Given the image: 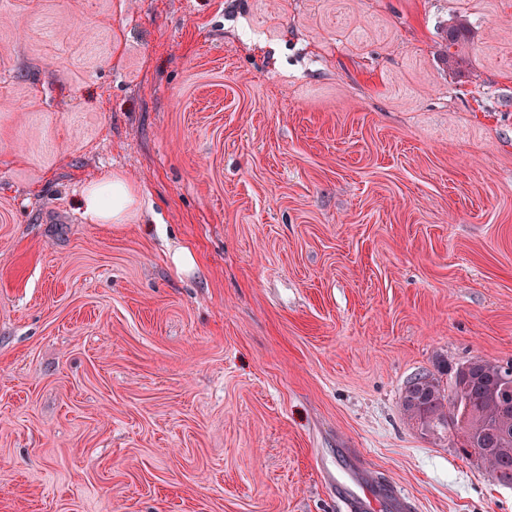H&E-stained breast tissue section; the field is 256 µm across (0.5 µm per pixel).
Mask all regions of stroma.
I'll return each mask as SVG.
<instances>
[{
    "label": "stroma",
    "mask_w": 512,
    "mask_h": 512,
    "mask_svg": "<svg viewBox=\"0 0 512 512\" xmlns=\"http://www.w3.org/2000/svg\"><path fill=\"white\" fill-rule=\"evenodd\" d=\"M114 174L145 214L90 223ZM473 357L512 361V0H0V512H348L329 470L512 512L401 409ZM470 30L465 19H457L443 30L444 56L448 65L459 64L469 43Z\"/></svg>",
    "instance_id": "obj_1"
}]
</instances>
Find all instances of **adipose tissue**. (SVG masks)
I'll return each instance as SVG.
<instances>
[{"label": "adipose tissue", "instance_id": "ef3b65f1", "mask_svg": "<svg viewBox=\"0 0 512 512\" xmlns=\"http://www.w3.org/2000/svg\"><path fill=\"white\" fill-rule=\"evenodd\" d=\"M81 207L84 217L94 224H123L142 212L138 190L118 174L85 187Z\"/></svg>", "mask_w": 512, "mask_h": 512}]
</instances>
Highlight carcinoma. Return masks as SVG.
I'll list each match as a JSON object with an SVG mask.
<instances>
[{
	"label": "carcinoma",
	"mask_w": 512,
	"mask_h": 512,
	"mask_svg": "<svg viewBox=\"0 0 512 512\" xmlns=\"http://www.w3.org/2000/svg\"><path fill=\"white\" fill-rule=\"evenodd\" d=\"M466 20L443 30L448 64L463 59L469 43ZM448 387L428 372L416 374L402 396L407 423L424 434L452 436L463 457L479 450L477 460L500 486L512 488V363L483 359L446 367Z\"/></svg>",
	"instance_id": "carcinoma-1"
}]
</instances>
